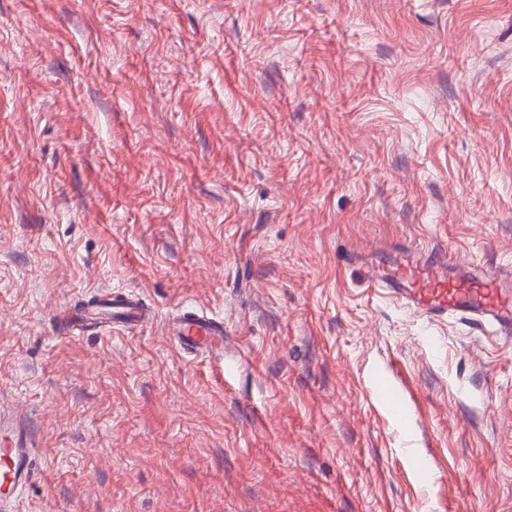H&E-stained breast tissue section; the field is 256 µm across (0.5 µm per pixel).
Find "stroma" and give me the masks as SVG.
I'll return each mask as SVG.
<instances>
[{"label":"stroma","instance_id":"1","mask_svg":"<svg viewBox=\"0 0 512 512\" xmlns=\"http://www.w3.org/2000/svg\"><path fill=\"white\" fill-rule=\"evenodd\" d=\"M398 244L512 270V0H0L16 512H512V340L375 287ZM123 296V297H122ZM112 299V322L144 321L149 319L151 312L139 304L138 300L125 295ZM170 339L180 352L188 355L220 352L224 350V321L206 314L181 317ZM0 499L1 504L16 503L32 479L31 437L18 421L10 429L0 428Z\"/></svg>","mask_w":512,"mask_h":512}]
</instances>
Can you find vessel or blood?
Here are the masks:
<instances>
[{
    "label": "vessel or blood",
    "mask_w": 512,
    "mask_h": 512,
    "mask_svg": "<svg viewBox=\"0 0 512 512\" xmlns=\"http://www.w3.org/2000/svg\"><path fill=\"white\" fill-rule=\"evenodd\" d=\"M400 264L383 280L390 296L407 307L439 320L461 313L491 323L497 333L512 336V272L458 266L445 252L400 246ZM148 309L128 296L112 301L116 323L149 319ZM172 340L185 354L224 349V322L207 315L179 318ZM31 437L22 422L0 428V500L17 502L32 479Z\"/></svg>",
    "instance_id": "obj_1"
}]
</instances>
